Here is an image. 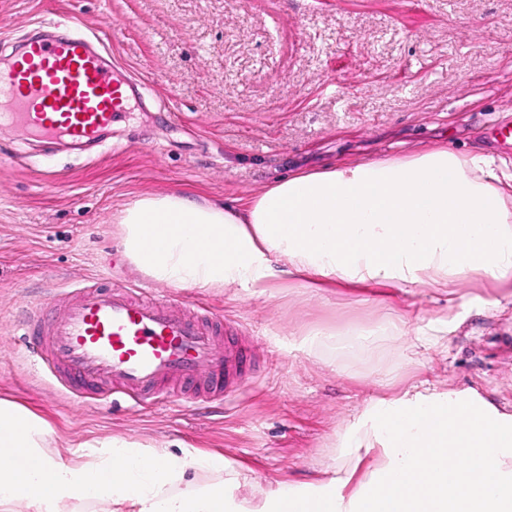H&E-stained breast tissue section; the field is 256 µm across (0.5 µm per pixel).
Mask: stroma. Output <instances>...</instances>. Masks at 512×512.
<instances>
[{
  "mask_svg": "<svg viewBox=\"0 0 512 512\" xmlns=\"http://www.w3.org/2000/svg\"><path fill=\"white\" fill-rule=\"evenodd\" d=\"M57 15L95 33L135 91L91 147L0 121V397L41 415L59 446L115 434L224 454L250 500L344 476L338 438L380 397L470 388L512 414L508 286L181 289L248 333L255 361L242 400L202 414L79 402L30 365L15 322L31 288L138 284L115 217L144 193L241 203L298 167L443 143L511 161L491 131L512 126V0H0V60ZM394 313L402 335L341 363L301 345L311 327L373 331ZM434 321L444 333L419 345Z\"/></svg>",
  "mask_w": 512,
  "mask_h": 512,
  "instance_id": "stroma-1",
  "label": "stroma"
}]
</instances>
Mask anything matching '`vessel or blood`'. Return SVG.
Masks as SVG:
<instances>
[{"label": "vessel or blood", "mask_w": 512, "mask_h": 512, "mask_svg": "<svg viewBox=\"0 0 512 512\" xmlns=\"http://www.w3.org/2000/svg\"><path fill=\"white\" fill-rule=\"evenodd\" d=\"M108 70L84 39H36L0 68V101L31 135L91 141L125 113L126 98ZM177 306L146 288L87 285L61 313L28 305L23 339L35 364L79 401L121 393L138 404H164L169 382L198 405L235 398L246 379V351L222 338L223 316Z\"/></svg>", "instance_id": "b4317fda"}]
</instances>
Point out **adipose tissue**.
Here are the masks:
<instances>
[{
    "instance_id": "obj_1",
    "label": "adipose tissue",
    "mask_w": 512,
    "mask_h": 512,
    "mask_svg": "<svg viewBox=\"0 0 512 512\" xmlns=\"http://www.w3.org/2000/svg\"><path fill=\"white\" fill-rule=\"evenodd\" d=\"M117 229L134 268L180 288H453L512 281V165L446 146L281 178L246 205L142 194ZM51 427L0 398V512H248L223 454L119 435L49 448ZM353 465L319 495L296 483L255 512H512V415L479 394L414 389L345 429ZM429 449L427 469L417 466ZM482 449L479 462L449 467Z\"/></svg>"
}]
</instances>
